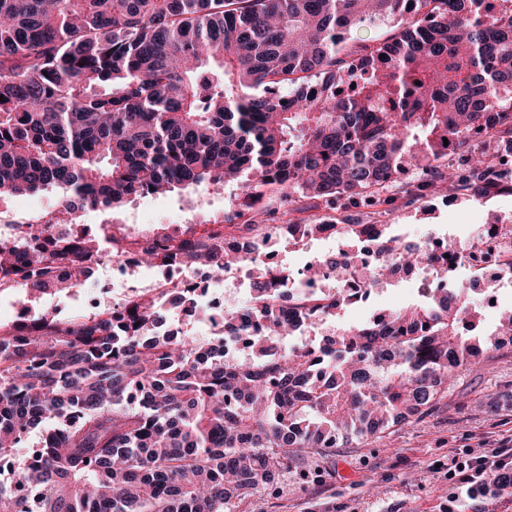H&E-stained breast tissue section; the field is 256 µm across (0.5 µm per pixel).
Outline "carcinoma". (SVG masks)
<instances>
[{
  "label": "carcinoma",
  "mask_w": 512,
  "mask_h": 512,
  "mask_svg": "<svg viewBox=\"0 0 512 512\" xmlns=\"http://www.w3.org/2000/svg\"><path fill=\"white\" fill-rule=\"evenodd\" d=\"M0 0V198L59 193L68 214L100 212L163 189H241L223 222L338 214L407 268L427 247L383 217L438 193L478 202L512 180L469 140L512 141V16L493 0ZM375 22L388 36H363ZM386 58H381V55ZM362 77L342 89L341 75ZM319 83L316 94L307 92ZM417 177L401 184L397 170ZM312 201L310 207L298 201ZM45 224L0 245V290L66 292L101 258L103 231ZM249 264L257 299L230 332L268 322L250 356L224 336L165 330L180 309L144 298L116 315L42 314L0 333V512H231L277 484L297 455L384 434L433 412L453 375L512 348V307L485 329L463 288H445L374 322L338 319L313 347L307 307L279 308L260 252L201 237L175 254L159 233L138 264ZM140 393L138 401L131 394ZM48 422L35 455L24 436Z\"/></svg>",
  "instance_id": "obj_1"
}]
</instances>
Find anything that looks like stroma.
<instances>
[{
    "mask_svg": "<svg viewBox=\"0 0 512 512\" xmlns=\"http://www.w3.org/2000/svg\"><path fill=\"white\" fill-rule=\"evenodd\" d=\"M223 194L195 198L190 192L148 196L112 212H86L84 223H131L136 215L158 227L198 216L223 214ZM512 209V195L475 204L437 196L390 216L393 224L414 231L435 225L465 239L473 225ZM450 401L435 414L396 427L382 438L355 439L320 459L321 476L302 478L301 468L282 472L274 488L235 501L232 512H461L455 487L447 479L451 460L467 452L496 448L512 439V353L481 360L456 376Z\"/></svg>",
    "mask_w": 512,
    "mask_h": 512,
    "instance_id": "1",
    "label": "stroma"
}]
</instances>
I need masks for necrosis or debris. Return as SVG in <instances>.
I'll return each mask as SVG.
<instances>
[{
  "instance_id": "obj_1",
  "label": "necrosis or debris",
  "mask_w": 512,
  "mask_h": 512,
  "mask_svg": "<svg viewBox=\"0 0 512 512\" xmlns=\"http://www.w3.org/2000/svg\"><path fill=\"white\" fill-rule=\"evenodd\" d=\"M284 230L281 224L267 226L269 248L262 257L268 277L279 290L280 307H288L293 299L310 305L324 304L339 291L347 294L349 307L358 309L368 303L372 292L362 282L360 273L365 269L377 270L386 261L373 234H364L354 241L348 250L350 263L343 272H336L316 257L293 272L282 265L277 247ZM124 235L126 240L121 249L95 263L84 277L85 287L80 294L82 308L88 316L122 310L128 302L142 297L147 291L160 298L172 289L187 288L201 306L211 311L213 318L208 323L209 328L220 331L224 328L226 315L241 313L252 305V293L247 287L252 269L245 265L220 272L211 267L187 268L175 263L167 267L149 289L132 287L130 278L137 265L138 253L152 243L153 237L144 232L138 221L128 225ZM425 242L433 257L434 270L419 279V296L447 287V280L435 274L439 267L456 274L464 287L479 288V298L485 303L500 298L501 286L512 279L510 222L476 225L462 242L432 233L426 234Z\"/></svg>"
}]
</instances>
